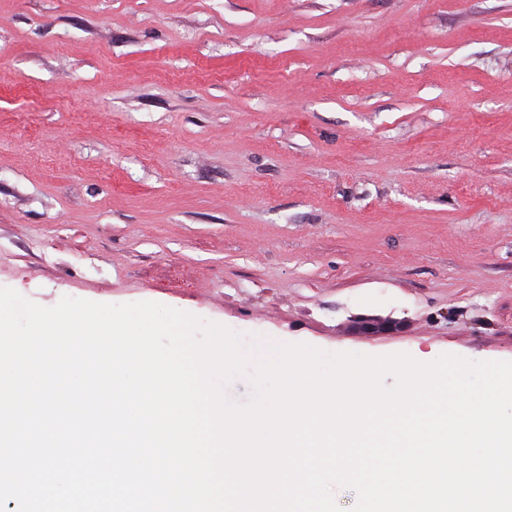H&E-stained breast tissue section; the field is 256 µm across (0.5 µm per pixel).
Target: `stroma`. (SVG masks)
Segmentation results:
<instances>
[{
	"label": "stroma",
	"instance_id": "35a3bbf8",
	"mask_svg": "<svg viewBox=\"0 0 512 512\" xmlns=\"http://www.w3.org/2000/svg\"><path fill=\"white\" fill-rule=\"evenodd\" d=\"M0 286L512 361V0H0Z\"/></svg>",
	"mask_w": 512,
	"mask_h": 512
}]
</instances>
